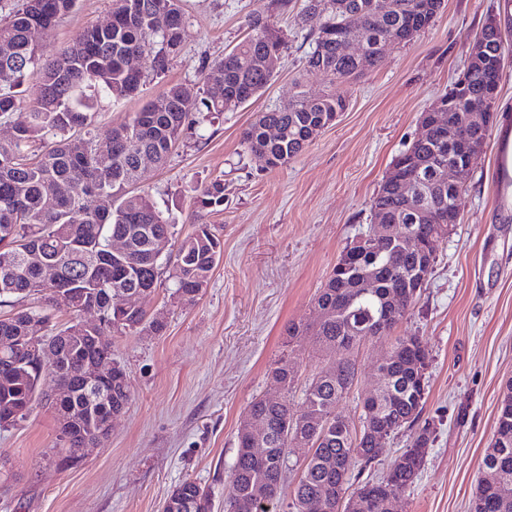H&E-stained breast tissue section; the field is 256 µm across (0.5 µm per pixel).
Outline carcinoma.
Here are the masks:
<instances>
[{"label":"carcinoma","mask_w":512,"mask_h":512,"mask_svg":"<svg viewBox=\"0 0 512 512\" xmlns=\"http://www.w3.org/2000/svg\"><path fill=\"white\" fill-rule=\"evenodd\" d=\"M182 0H114L112 24L91 26L72 44L53 48L31 40V32L48 33L69 13L76 0H25L0 24V114H18V134L0 144V306L13 307L34 295L45 308L61 310L54 290L71 293L69 312L75 318L64 327L41 336L39 346L56 351V371H42L29 353L27 336L32 322L48 320L40 311L20 309L0 316V427L24 419L35 401L45 400L42 384L50 380L60 388L58 413L74 420L76 428L62 436L58 449L63 465L80 459L81 449L103 444L99 434L112 416L131 399L125 371L112 376V384L93 396L80 386V377L96 343L79 329V313L91 306L103 312L94 335L105 339L112 329L158 334L164 322L129 303L130 292L156 290L162 264L171 266L169 278L175 295L192 302L207 284L223 246L206 224L181 241L174 240V225L155 206L145 190L134 191L143 160L163 165L185 130L190 113L181 108L183 86L172 84L147 100L131 121L116 129H102L94 109L103 98L120 101L140 92L143 73L136 54L153 56L154 71L165 73L169 57L179 48L187 18ZM443 8V0H307L297 24L316 21L313 47L302 60L305 72L320 73L333 86L376 67L392 43H408L430 27ZM248 36L224 57L201 66V111L222 114L249 102L274 77L266 58L283 51L287 34L263 11L252 13ZM355 37L365 58L341 50V42ZM479 38L483 57L464 68L467 86L451 87L440 97L447 103L442 121L426 137L414 141L393 161L370 203L373 220L416 228L423 214L439 202L450 208L449 221L457 223L465 194L464 184L450 185L438 174V162L462 158L453 132L467 125L471 106L489 102L496 109L505 62L501 24L489 18ZM30 71L39 74L33 105L26 112L21 91ZM346 100L333 91L317 98L296 93L288 106L259 112L243 131L242 140L252 153L269 158L270 168L288 164L327 127ZM280 130L267 137V128ZM111 143L110 156L97 154L102 135ZM61 136L47 147V137ZM418 168L419 182L395 172L401 163ZM104 195L112 199L107 212L91 211L86 200ZM54 207L46 208L47 199ZM201 209L224 206V183L214 181L197 197ZM114 237H124L128 248L109 250ZM440 243L428 250H412L385 237L362 247L351 242L342 250L332 272L314 296V308L323 317L313 323L288 326V342L314 337L319 364L305 380L303 399L294 408L291 396L298 385L295 364L281 358L272 370L283 392L282 400L262 397L249 404L246 414L273 430L263 457L251 454L243 433L237 434V454L228 476L224 512H270L280 499L263 504L253 495L259 483L284 484L286 473L298 468L300 477L289 492L288 512H389L390 495H404L419 477L431 441L421 428L410 447L377 478L353 483V471L376 462L381 442L365 425L351 424L339 410L357 381L359 348L372 338L391 339L378 361L377 373L390 392L373 404L372 420L396 433L412 426L422 411L427 390L429 352L417 336L394 332L407 311L394 315L384 329L377 328L388 296L406 288L419 269L430 274ZM375 287H364V278ZM307 446L301 460L291 459L288 438ZM482 470H492L500 482L478 481L471 512H512V495L501 484L512 485V381L506 384L497 408L496 427L484 452ZM209 492L186 479L167 495L162 512H213Z\"/></svg>","instance_id":"1"}]
</instances>
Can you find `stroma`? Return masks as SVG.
<instances>
[{
    "mask_svg": "<svg viewBox=\"0 0 512 512\" xmlns=\"http://www.w3.org/2000/svg\"><path fill=\"white\" fill-rule=\"evenodd\" d=\"M508 0H444L435 23L411 42L388 48L381 65L344 86L347 107L287 165L271 170L242 142L256 113L282 106L297 88L321 96L320 74H301L311 42L275 0H184L181 49L164 75L151 58L140 67L138 96L101 101L97 121L109 129L129 121L165 85L198 92L203 63L222 58L245 37L250 14L268 11L288 35L274 79L259 97L233 112H201L166 166L142 171L138 186L175 220L183 239L197 225L214 227L223 252L196 300L173 294L168 276L141 306L165 323L159 334L113 331L112 356L131 384L128 406L106 441L71 469L56 465L61 442L52 409L33 405L27 418L0 429V512H161L167 494L191 479L224 512V479L237 451L249 403L277 394L269 370L281 357L309 374L318 361L310 336L287 344L292 322L315 318L312 300L350 242L372 225L370 202L396 156L416 140L420 117L451 87L467 63L486 19L512 32ZM113 0H77L40 42L63 46L112 17ZM494 145L486 143L466 181L464 210L437 251L400 336H417L429 352L428 387L416 427L387 437L372 470L386 471L410 447L417 427L433 435L425 465L398 512H469L480 463L496 423L503 389L512 380V211L497 208ZM224 183L220 211L198 209L214 180ZM389 339L366 342L358 382L341 403L350 421L374 380Z\"/></svg>",
    "mask_w": 512,
    "mask_h": 512,
    "instance_id": "stroma-1",
    "label": "stroma"
}]
</instances>
